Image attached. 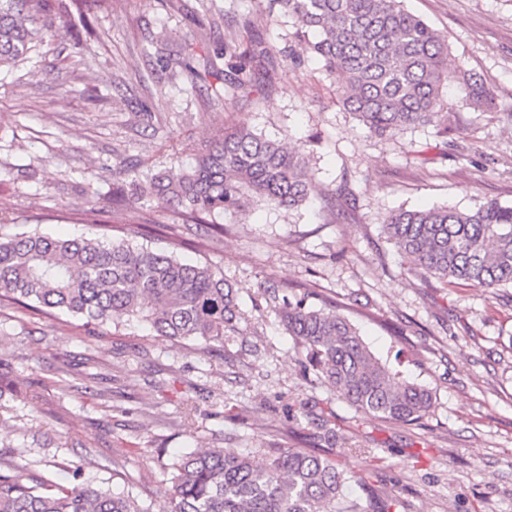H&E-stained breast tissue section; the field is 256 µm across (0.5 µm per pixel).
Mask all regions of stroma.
<instances>
[{
  "mask_svg": "<svg viewBox=\"0 0 512 512\" xmlns=\"http://www.w3.org/2000/svg\"><path fill=\"white\" fill-rule=\"evenodd\" d=\"M405 6L447 37L451 64L494 96L482 112L450 91L445 138L431 125L369 134L320 62L303 54L282 63L295 23L268 0H212L211 22L170 11L167 0H92L94 36L61 30L53 52L0 72V234L168 224L185 242L165 238L157 248L220 270L243 313L241 335L208 346L125 318L92 336L81 320L0 303V450L24 452L37 474L64 484L67 462L91 457L82 483L170 512L165 490L180 456L219 447L262 466L276 436L321 448L330 430L341 468L363 477L346 487L348 499L389 493L404 512H512V288L437 287L407 273L382 232L401 207L512 203V0ZM255 40L274 66L220 103V80L187 93L183 78L150 60L159 43L188 57L230 42L245 56ZM77 51L79 67L70 63ZM235 126L305 145L317 192L310 205L247 198L224 214L220 237L154 202L109 207L113 190L132 197L133 176L176 165ZM271 285L335 298L376 357L432 391L423 427L358 412L304 377L299 344L259 295ZM64 362L77 389L56 382ZM94 371L112 377L113 396L97 397ZM120 372L137 379L130 396ZM116 461L125 465L119 478Z\"/></svg>",
  "mask_w": 512,
  "mask_h": 512,
  "instance_id": "1",
  "label": "stroma"
}]
</instances>
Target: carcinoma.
I'll return each instance as SVG.
<instances>
[{"instance_id":"carcinoma-1","label":"carcinoma","mask_w":512,"mask_h":512,"mask_svg":"<svg viewBox=\"0 0 512 512\" xmlns=\"http://www.w3.org/2000/svg\"><path fill=\"white\" fill-rule=\"evenodd\" d=\"M85 0H0V68H18L52 45L56 19L87 26ZM295 18L301 52L338 76L343 106L376 136L436 124L448 134L444 93L466 92L476 109L493 94L475 75L448 66V41L403 0H270ZM229 47L197 58L195 79L213 76L234 90L249 75L244 62L218 67ZM137 199L175 206L188 221L224 230L218 219L246 196L294 208L311 182L304 147H290L249 129L214 140L189 162L135 183ZM387 241L408 263L437 282L481 288L512 286V205L490 199L460 210L448 205L401 208L382 224ZM55 310L103 334L113 318L128 317L174 340L224 343L240 335L237 295L208 264L181 261L166 250L134 244L128 235L54 238L41 232L0 235V298ZM270 311L301 347L305 375L327 382L358 411L386 422L422 425L431 391L399 379L369 350L336 300L307 302L264 289ZM268 462L254 467L242 455L201 448L173 464L167 489L171 512H368L346 501L345 484L361 480L336 459L273 444ZM24 455L0 453V512H149L128 492L65 485L30 474Z\"/></svg>"}]
</instances>
